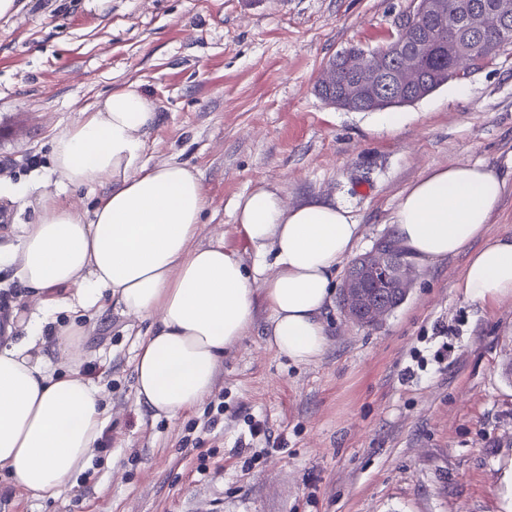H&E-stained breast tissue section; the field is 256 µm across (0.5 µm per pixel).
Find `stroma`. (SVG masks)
<instances>
[{"label": "stroma", "instance_id": "35a3bbf8", "mask_svg": "<svg viewBox=\"0 0 512 512\" xmlns=\"http://www.w3.org/2000/svg\"><path fill=\"white\" fill-rule=\"evenodd\" d=\"M20 2L0 19L1 244L35 223L43 194L91 213L104 187L67 188L51 140L131 84L156 112L149 163L204 176L199 244L250 260L234 203L266 183L291 204L347 206L364 227L361 254L390 235L399 194L424 170L476 161L507 183L488 234L512 235V45L466 79V95L446 84L402 107L393 128L387 111L333 107L315 85L343 49L384 44L413 0ZM465 262L417 265L406 299L373 328L333 303L329 345L307 366L267 346L258 309L213 395L174 420L135 396L147 322L104 310L80 366L106 409L100 448L54 499L1 470L0 512H512V298L468 300L456 286Z\"/></svg>", "mask_w": 512, "mask_h": 512}]
</instances>
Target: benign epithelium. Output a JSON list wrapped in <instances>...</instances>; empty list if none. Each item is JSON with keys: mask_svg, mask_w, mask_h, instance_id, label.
<instances>
[{"mask_svg": "<svg viewBox=\"0 0 512 512\" xmlns=\"http://www.w3.org/2000/svg\"><path fill=\"white\" fill-rule=\"evenodd\" d=\"M410 14L416 19L437 17L445 24L472 22L481 29L497 32L501 45L512 42V0H497L491 13L477 18L467 0H414ZM405 30L406 22L402 21L381 51L361 49L348 58L344 66L326 64L322 71L328 89L326 102L346 110L371 112L407 91L421 93L425 81L422 69L424 42L407 39ZM460 56L455 66L441 74V83L460 79L494 61L473 43L461 46ZM395 255L392 240L384 238L354 259L342 286L343 311L348 319L364 327H373L395 308L392 301L375 298L367 291L370 285L379 281L408 295L415 280V266L407 259L397 260Z\"/></svg>", "mask_w": 512, "mask_h": 512, "instance_id": "obj_1", "label": "benign epithelium"}]
</instances>
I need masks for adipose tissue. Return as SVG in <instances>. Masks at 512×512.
I'll list each match as a JSON object with an SVG mask.
<instances>
[{
	"label": "adipose tissue",
	"mask_w": 512,
	"mask_h": 512,
	"mask_svg": "<svg viewBox=\"0 0 512 512\" xmlns=\"http://www.w3.org/2000/svg\"><path fill=\"white\" fill-rule=\"evenodd\" d=\"M154 119L147 98L128 86L57 134L52 160L62 182L108 193L88 220L74 202L43 195L37 223L0 245V260L35 301L22 335L0 342V470L34 498L57 497L86 468L105 425L96 388L76 368L80 318L110 307L148 321L136 396L170 419L210 394L257 308L269 313V348L291 363L311 364L329 344L321 314L362 236L351 211L324 200L290 207L262 184L234 206L251 264L223 242L197 244L208 206L203 175L177 162L148 164L144 136ZM505 192L485 162L427 169L401 192L391 237L419 263L466 255L457 286L470 301L512 297V237L487 235ZM63 311L69 323H58ZM50 323L51 358L38 352Z\"/></svg>",
	"instance_id": "obj_1"
}]
</instances>
